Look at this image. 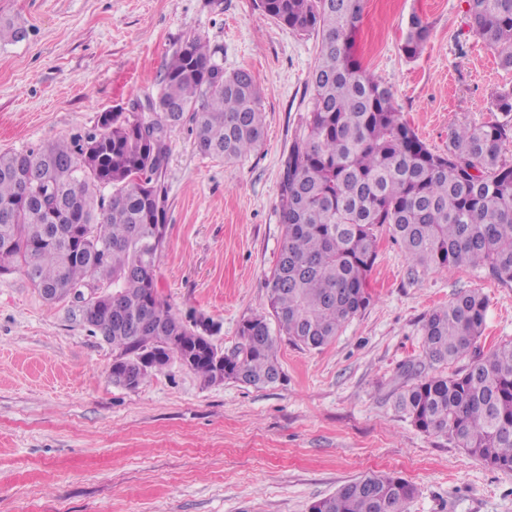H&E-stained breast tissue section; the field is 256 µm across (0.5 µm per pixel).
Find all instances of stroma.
I'll return each mask as SVG.
<instances>
[{
	"mask_svg": "<svg viewBox=\"0 0 512 512\" xmlns=\"http://www.w3.org/2000/svg\"><path fill=\"white\" fill-rule=\"evenodd\" d=\"M431 24L401 50L411 14ZM26 36L0 44V152L95 128L103 113L157 94L176 49L202 37L225 70H249L265 133L246 157L202 155L189 126L169 138L166 244L156 264L172 313L213 324L231 350L262 311L285 235L282 163L312 106L320 37L265 15L256 0H0ZM361 64L388 86L427 146L492 117L512 70L473 33L464 0H365ZM372 301L328 346L281 341L282 376L207 386L171 361L135 389L110 379L116 350L50 304L19 272L0 274V512H309L372 474L415 489L407 512H512V473L418 430L394 409L402 370L424 360L421 327L462 290L487 298L478 353L512 341V287L462 267L416 269L380 232Z\"/></svg>",
	"mask_w": 512,
	"mask_h": 512,
	"instance_id": "obj_1",
	"label": "stroma"
}]
</instances>
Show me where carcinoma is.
Here are the masks:
<instances>
[{
    "mask_svg": "<svg viewBox=\"0 0 512 512\" xmlns=\"http://www.w3.org/2000/svg\"><path fill=\"white\" fill-rule=\"evenodd\" d=\"M472 28L512 69V0H465ZM258 7L302 34L321 35L308 87L313 105L282 164L280 213L285 237L268 280L270 314L241 322L229 352L208 324H185L161 300L155 275L165 239L164 177L171 131L188 121L197 150L231 162L263 140L262 94L244 69L224 71L218 50L186 40L167 65L148 111L140 99L97 129L39 150L0 153V261L22 270L36 289L64 300L94 288L80 322L118 351L112 376L134 357L178 358L206 385L216 364L224 379L252 386L281 376V337L308 350L332 343L372 299L367 279L386 226L425 272L466 266L512 286V91L493 101V119L461 125L448 152L436 153L402 120L390 89L353 51L364 0H258ZM430 37L409 18L401 46L417 57ZM119 295L110 308L103 295ZM487 298L461 291L422 325L429 366L468 363L451 373L405 367L396 408L424 433L444 435L487 466L512 473V341L472 354L482 337ZM180 337L170 349L162 337ZM415 488L401 477L366 475L341 485L310 512H405Z\"/></svg>",
    "mask_w": 512,
    "mask_h": 512,
    "instance_id": "1",
    "label": "carcinoma"
}]
</instances>
